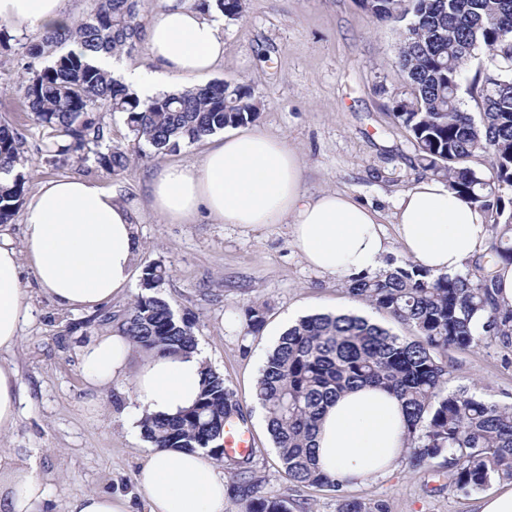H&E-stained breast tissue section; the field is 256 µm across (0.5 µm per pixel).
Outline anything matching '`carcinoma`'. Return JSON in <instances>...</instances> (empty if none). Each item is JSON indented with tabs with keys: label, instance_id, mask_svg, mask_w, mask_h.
<instances>
[{
	"label": "carcinoma",
	"instance_id": "carcinoma-1",
	"mask_svg": "<svg viewBox=\"0 0 512 512\" xmlns=\"http://www.w3.org/2000/svg\"><path fill=\"white\" fill-rule=\"evenodd\" d=\"M89 16L62 31L43 32L27 45L30 63L24 92L29 112L44 130L36 150L54 163L71 157L123 169L125 153L107 146L111 130L100 113L124 116L135 141L155 154L178 150L226 128L253 121L260 103L241 82L211 81L142 101L112 75L95 67L98 53H130L141 42V0H93ZM380 23L405 22L398 63L409 88L392 116L410 134L423 171L446 181L458 196L487 216V253L464 272L438 274L410 260L386 259L387 270L346 280L347 293L405 325L408 339L354 314L301 318L267 356L255 399L288 479L326 487L342 498L341 512H389L384 500L350 497L348 483L321 472L314 438L325 408L343 392L361 387L389 391L406 413V465L437 466L450 491L477 494L494 483L512 484V406L463 387L448 391V352L512 342V308L497 297L493 265L512 263V0H359ZM229 18L242 0H202ZM77 43L82 51L69 49ZM466 90L477 111L464 107ZM26 139L0 123V172L23 162ZM487 159L481 169L476 160ZM27 178L18 170L0 183V224L23 203ZM169 270L159 262L142 268L139 292L121 320L140 350L177 354L197 345L195 321L177 318L161 288ZM264 308L245 312V334L258 333ZM244 421L243 405L224 376L206 367L195 404L175 416L147 415L143 438L153 448L224 453L227 425ZM235 490L246 512H307L305 502L260 494L253 457L234 461Z\"/></svg>",
	"mask_w": 512,
	"mask_h": 512
}]
</instances>
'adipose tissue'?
Here are the masks:
<instances>
[{
	"label": "adipose tissue",
	"mask_w": 512,
	"mask_h": 512,
	"mask_svg": "<svg viewBox=\"0 0 512 512\" xmlns=\"http://www.w3.org/2000/svg\"><path fill=\"white\" fill-rule=\"evenodd\" d=\"M0 21L16 33L71 25L68 0H0ZM152 70L117 71L113 56L100 53L98 67L120 72L141 100L180 82L206 81L224 61L219 22L180 0H164L147 30ZM152 211L172 224L206 217L256 230L291 222V242L319 273L348 278L384 266L391 243L376 211L339 192L308 195L300 161L284 139L259 131L214 139L200 160L163 166L148 182ZM22 244L0 234V350L13 348L32 308L23 271L59 308L93 310L131 284L141 252L135 209L118 189L79 177L43 183L25 204ZM395 225L404 253L441 274H454L485 253L490 231L483 212L436 179L420 181L399 198ZM133 344L115 328L82 350L86 383L99 388L133 379L134 407L125 424L138 428L148 414L173 415L197 399L207 354L195 347L180 354L154 350L136 373L128 365ZM22 397L15 366L0 362V433L14 429ZM320 468L362 483L393 468L404 453V415L390 393L366 388L345 394L330 407L317 436ZM11 481L0 490V512H38L50 490L35 473L0 454V473ZM146 512H224V477L202 450H152L136 477Z\"/></svg>",
	"instance_id": "adipose-tissue-1"
}]
</instances>
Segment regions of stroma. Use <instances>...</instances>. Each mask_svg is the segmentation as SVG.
Here are the masks:
<instances>
[{
    "label": "stroma",
    "mask_w": 512,
    "mask_h": 512,
    "mask_svg": "<svg viewBox=\"0 0 512 512\" xmlns=\"http://www.w3.org/2000/svg\"><path fill=\"white\" fill-rule=\"evenodd\" d=\"M224 63L217 80L247 84L261 107L253 130L284 139L300 159L307 194L345 192L377 211L388 237L396 235L395 204L424 179L409 133L392 119V100L406 93L398 65L399 30L374 22L357 0H243L235 19L222 18ZM28 57L19 44L0 49V120L34 129L21 86ZM112 149L124 151V170L69 161L52 166L24 147L28 191L40 183L78 176L118 187L137 206L142 252L139 264L160 262L171 275L162 288L176 317L195 319L197 342L209 366L229 379L243 400L254 470L264 492L303 499L310 512H338L335 493L289 483L265 412L252 387L272 340L288 322L318 312L353 311L376 321L384 316L349 296L344 281L310 268L291 244L290 227L271 224L245 230L201 220L169 224L149 206L147 181L167 164L198 161L208 140L160 156L138 144L122 115H106ZM23 287L33 317L7 361L16 365L25 412L0 452L21 466L35 464L52 496L45 512H67L70 499L102 490L131 495L134 512H145L136 493V473L151 452L138 431L124 427L130 381L100 390L84 380L81 350L111 330L112 314L124 313L137 293H126L93 311L63 310L45 295L30 273ZM261 305L265 323L258 334L244 330L247 306ZM449 389L473 385L491 400L512 405V346L450 352ZM349 495L382 499L390 512H479L480 496L441 489L432 469L405 463L386 476L349 487Z\"/></svg>",
    "instance_id": "1"
}]
</instances>
